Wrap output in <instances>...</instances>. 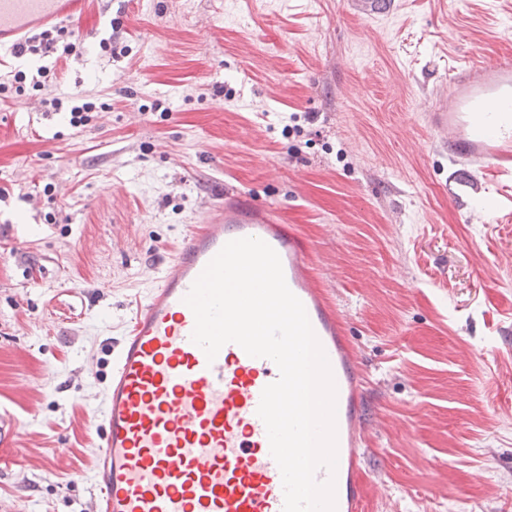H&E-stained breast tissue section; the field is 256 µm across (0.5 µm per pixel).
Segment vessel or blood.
Masks as SVG:
<instances>
[{
    "label": "vessel or blood",
    "mask_w": 512,
    "mask_h": 512,
    "mask_svg": "<svg viewBox=\"0 0 512 512\" xmlns=\"http://www.w3.org/2000/svg\"><path fill=\"white\" fill-rule=\"evenodd\" d=\"M89 0H0V50L37 29L74 22ZM448 154L512 177V59L490 56L455 70L448 96L428 114ZM254 237L279 255L285 281L302 302L336 385L335 512H366L358 445L364 400L357 356L344 324L311 267L307 239L272 208L248 195L187 225L180 244L113 347L109 381L94 416L97 492L93 512H283L280 469L257 414L276 364L225 344L215 360L191 335L184 298L229 241Z\"/></svg>",
    "instance_id": "vessel-or-blood-1"
}]
</instances>
